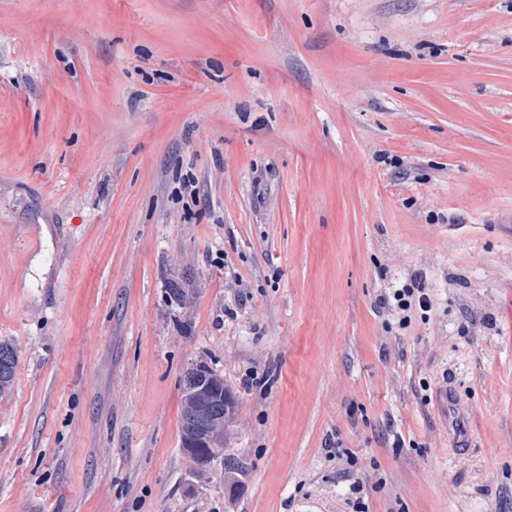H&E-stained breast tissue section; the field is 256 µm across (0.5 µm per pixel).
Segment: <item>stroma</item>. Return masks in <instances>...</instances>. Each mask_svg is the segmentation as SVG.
<instances>
[{
    "mask_svg": "<svg viewBox=\"0 0 512 512\" xmlns=\"http://www.w3.org/2000/svg\"><path fill=\"white\" fill-rule=\"evenodd\" d=\"M0 341V512H512V0H0ZM378 301L384 322L390 329L393 324L399 329H405L411 322L413 308H419L423 314L432 308L431 298L417 275H411L410 283L401 288H385ZM17 352L6 342L0 343V393L9 389L15 378ZM198 405H201L194 398L189 397L184 390L182 391L181 411H180V430L181 444L184 451H192L195 454L212 455L215 450L224 447V406L218 403L206 408L203 421H199L197 416ZM203 408L204 406L201 405ZM201 425L208 435L212 448H189L186 441L190 444H197L188 434L194 432L196 427Z\"/></svg>",
    "mask_w": 512,
    "mask_h": 512,
    "instance_id": "stroma-1",
    "label": "stroma"
}]
</instances>
